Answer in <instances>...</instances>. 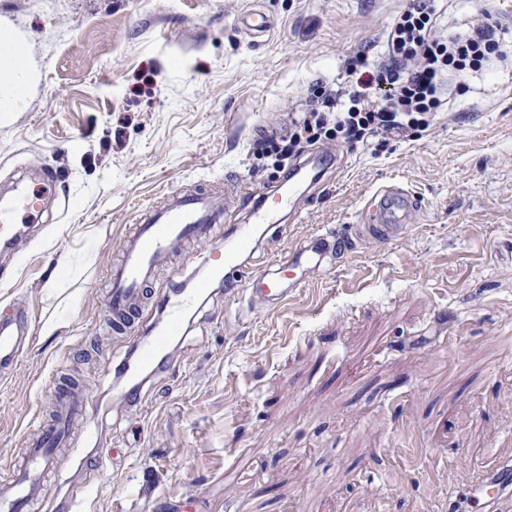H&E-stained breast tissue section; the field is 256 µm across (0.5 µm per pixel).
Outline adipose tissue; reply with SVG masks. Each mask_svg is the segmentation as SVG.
Wrapping results in <instances>:
<instances>
[{"label": "adipose tissue", "mask_w": 512, "mask_h": 512, "mask_svg": "<svg viewBox=\"0 0 512 512\" xmlns=\"http://www.w3.org/2000/svg\"><path fill=\"white\" fill-rule=\"evenodd\" d=\"M27 44L14 28L0 26V112H16L25 104L30 83L23 61Z\"/></svg>", "instance_id": "adipose-tissue-1"}]
</instances>
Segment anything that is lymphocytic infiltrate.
Instances as JSON below:
<instances>
[{"instance_id": "1", "label": "lymphocytic infiltrate", "mask_w": 512, "mask_h": 512, "mask_svg": "<svg viewBox=\"0 0 512 512\" xmlns=\"http://www.w3.org/2000/svg\"><path fill=\"white\" fill-rule=\"evenodd\" d=\"M436 2L407 0L388 26L384 50L347 58L343 87L311 86L287 135L258 139L255 157L284 165L322 139L351 146L372 139L386 143L428 129L444 104L447 76L512 59V42L491 16L451 36L441 26Z\"/></svg>"}]
</instances>
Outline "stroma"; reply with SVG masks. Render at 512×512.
Wrapping results in <instances>:
<instances>
[{"label":"stroma","mask_w":512,"mask_h":512,"mask_svg":"<svg viewBox=\"0 0 512 512\" xmlns=\"http://www.w3.org/2000/svg\"><path fill=\"white\" fill-rule=\"evenodd\" d=\"M406 0H0L28 44L25 108L0 112V185L35 161L66 200L0 278V315H35L0 378V474L49 411L52 383L90 387L107 468L93 512H481L470 490L512 461V67L450 79L432 126L343 146L344 171L274 250L359 224L398 183L420 201L397 242L361 244L288 307L252 312L221 280L139 409L105 371L127 354L106 321V274L139 211L173 192L285 182L258 165L260 127L287 128L309 85L382 50ZM277 23L254 46L240 15ZM449 33L512 0H440Z\"/></svg>","instance_id":"stroma-1"}]
</instances>
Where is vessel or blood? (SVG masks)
<instances>
[{"instance_id":"obj_1","label":"vessel or blood","mask_w":512,"mask_h":512,"mask_svg":"<svg viewBox=\"0 0 512 512\" xmlns=\"http://www.w3.org/2000/svg\"><path fill=\"white\" fill-rule=\"evenodd\" d=\"M240 25L254 42L268 40L275 30L274 20L260 11L242 15ZM338 157L329 147L306 158L294 167L288 187L270 188L253 204L248 192L230 183L224 187L223 199L176 192L152 212L138 214L134 230L124 238L120 262L108 273L104 297L116 332L127 336L130 344L131 357L115 367L116 376L129 378L153 369L171 340L181 334L187 311L210 288L207 279L198 280L186 295L178 288L160 286L152 302H145L144 287L156 267L187 242L210 238L212 245L202 265L222 273L225 297H239L258 312L282 308L298 289L324 277L355 252L357 240L388 245L407 232L416 198L408 189L392 184L371 196L365 222L356 230L321 228L284 252H269L274 236L299 221L308 192L322 187ZM60 189L56 172L41 164L28 181L17 182L0 194V257L12 258L30 224L40 219L45 200L59 197ZM244 200L249 203L244 222L225 223L228 204ZM151 309L161 313L160 326L146 336L130 335L132 321L146 317ZM32 328V314L23 306L0 318V373L17 367L32 339ZM95 422L96 405L85 389L59 392L53 419L29 438L20 457L10 460L9 478L0 479V512H29L42 504L44 475L64 463H76L84 440L96 430ZM475 489L485 494L487 512H498L501 500L512 499V465L501 463L484 471ZM93 492V487L84 484L71 487L61 505L63 512H91Z\"/></svg>"}]
</instances>
